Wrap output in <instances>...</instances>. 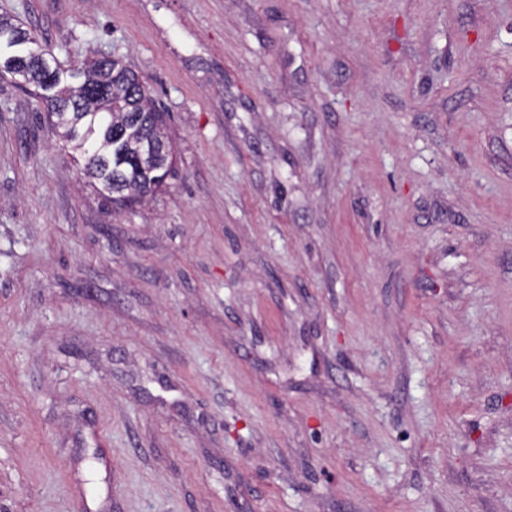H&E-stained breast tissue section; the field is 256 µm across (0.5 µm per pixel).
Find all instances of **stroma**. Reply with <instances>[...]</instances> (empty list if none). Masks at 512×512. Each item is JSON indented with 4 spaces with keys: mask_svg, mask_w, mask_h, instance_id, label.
<instances>
[{
    "mask_svg": "<svg viewBox=\"0 0 512 512\" xmlns=\"http://www.w3.org/2000/svg\"><path fill=\"white\" fill-rule=\"evenodd\" d=\"M121 59L105 201L0 78V512H512V0H0Z\"/></svg>",
    "mask_w": 512,
    "mask_h": 512,
    "instance_id": "35a3bbf8",
    "label": "stroma"
}]
</instances>
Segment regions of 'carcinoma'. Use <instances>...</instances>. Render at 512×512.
Wrapping results in <instances>:
<instances>
[{
    "label": "carcinoma",
    "instance_id": "obj_1",
    "mask_svg": "<svg viewBox=\"0 0 512 512\" xmlns=\"http://www.w3.org/2000/svg\"><path fill=\"white\" fill-rule=\"evenodd\" d=\"M25 42H36L30 30L1 15L0 76L37 88L57 135L84 156L85 175L105 200L138 203L161 189L173 169V148L165 116L151 107L141 78L112 58L64 69L44 48L20 54ZM145 140L164 147L150 165L140 156Z\"/></svg>",
    "mask_w": 512,
    "mask_h": 512
}]
</instances>
